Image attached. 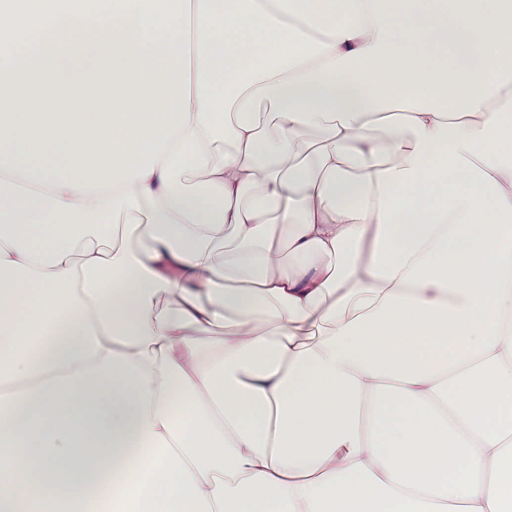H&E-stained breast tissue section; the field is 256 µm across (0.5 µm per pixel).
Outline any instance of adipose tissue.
<instances>
[{
	"label": "adipose tissue",
	"instance_id": "obj_1",
	"mask_svg": "<svg viewBox=\"0 0 512 512\" xmlns=\"http://www.w3.org/2000/svg\"><path fill=\"white\" fill-rule=\"evenodd\" d=\"M507 65L512 0H0V512L132 437L140 512H512Z\"/></svg>",
	"mask_w": 512,
	"mask_h": 512
}]
</instances>
